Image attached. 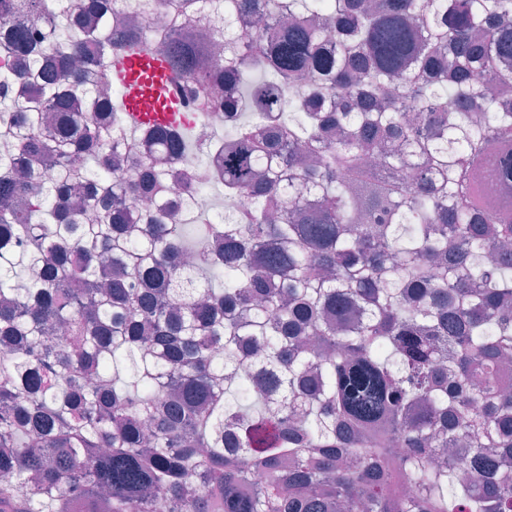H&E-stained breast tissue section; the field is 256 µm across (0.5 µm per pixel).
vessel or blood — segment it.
<instances>
[{"instance_id": "b4317fda", "label": "vessel or blood", "mask_w": 512, "mask_h": 512, "mask_svg": "<svg viewBox=\"0 0 512 512\" xmlns=\"http://www.w3.org/2000/svg\"><path fill=\"white\" fill-rule=\"evenodd\" d=\"M110 77L120 91L125 118L131 125L185 124L178 77L166 59L138 47L113 58Z\"/></svg>"}]
</instances>
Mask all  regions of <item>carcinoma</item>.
<instances>
[{"mask_svg":"<svg viewBox=\"0 0 512 512\" xmlns=\"http://www.w3.org/2000/svg\"><path fill=\"white\" fill-rule=\"evenodd\" d=\"M113 2L0 0V512H512V0H165L214 67ZM142 41L238 115L194 244L188 141L114 153ZM182 26L190 28L191 35L196 41L208 43L224 31V16L195 14L188 17ZM125 135L126 170L129 174L136 172L137 167L149 161V157L142 147V135L127 127H121Z\"/></svg>","mask_w":512,"mask_h":512,"instance_id":"1","label":"carcinoma"}]
</instances>
